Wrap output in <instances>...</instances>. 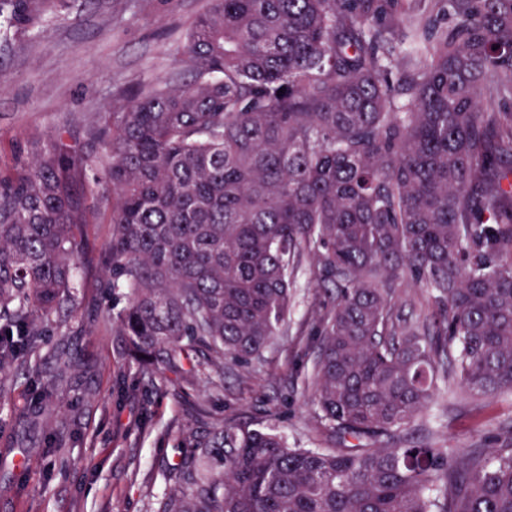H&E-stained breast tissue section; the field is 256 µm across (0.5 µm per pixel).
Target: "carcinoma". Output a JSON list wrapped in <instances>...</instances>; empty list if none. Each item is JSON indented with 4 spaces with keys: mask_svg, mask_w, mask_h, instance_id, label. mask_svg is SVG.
<instances>
[{
    "mask_svg": "<svg viewBox=\"0 0 512 512\" xmlns=\"http://www.w3.org/2000/svg\"><path fill=\"white\" fill-rule=\"evenodd\" d=\"M70 0H0V36ZM168 78L0 161V368L77 298L86 224L130 288L140 375L186 393L288 335L296 272L316 313L321 448L203 404L157 512H512V425L487 456L411 441L442 391L512 392V0H208ZM427 290L416 318L402 279Z\"/></svg>",
    "mask_w": 512,
    "mask_h": 512,
    "instance_id": "cac0c4a2",
    "label": "carcinoma"
}]
</instances>
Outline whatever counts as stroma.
<instances>
[{"label":"stroma","instance_id":"1","mask_svg":"<svg viewBox=\"0 0 512 512\" xmlns=\"http://www.w3.org/2000/svg\"><path fill=\"white\" fill-rule=\"evenodd\" d=\"M207 0H89L30 32L0 40V159L11 160L33 140L67 129L81 146V115L108 110L117 95L168 77H182L183 32ZM87 247L76 263L83 286L77 303L56 314L33 355L45 375L56 351L70 347L76 364L54 395L56 410L41 412L23 367L0 373V512H156L172 488L164 464L178 457L180 423L189 401L220 417L274 423L290 445L320 446L309 402L312 360L299 341L314 310L331 305L333 291L299 272L287 337L247 366L224 368L223 388L199 380L190 399L139 375L126 354L117 321L128 302L106 289L99 259L110 227L84 228ZM276 418H269V409ZM512 423V395L457 396L437 401L412 430L416 440L463 454L497 448Z\"/></svg>","mask_w":512,"mask_h":512}]
</instances>
